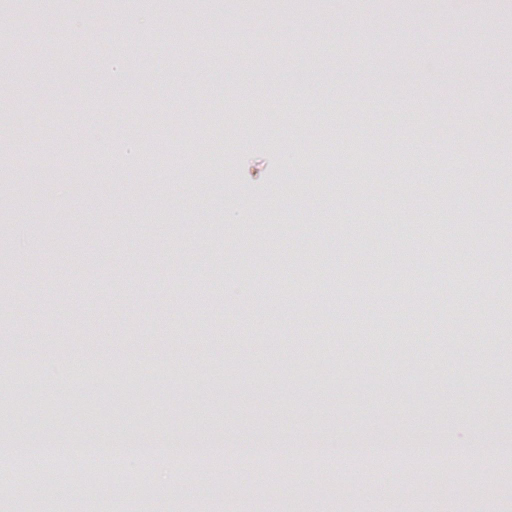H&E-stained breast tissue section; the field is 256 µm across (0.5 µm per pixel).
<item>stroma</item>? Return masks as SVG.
Returning <instances> with one entry per match:
<instances>
[{"instance_id": "obj_1", "label": "stroma", "mask_w": 512, "mask_h": 512, "mask_svg": "<svg viewBox=\"0 0 512 512\" xmlns=\"http://www.w3.org/2000/svg\"><path fill=\"white\" fill-rule=\"evenodd\" d=\"M299 30L302 52L262 55L258 45L280 17ZM210 41L222 55L202 51ZM512 5L507 0H0V244L10 247L1 285L0 349L32 363L45 355L175 359L195 375L157 387L146 381L114 392L110 413L92 384L14 374L0 393L19 403L0 428L1 442L44 431L55 446L112 447L170 440L207 448L255 443L283 449L275 496L261 497L269 476L241 477L239 512H512L498 450L512 445V397L503 375L512 362V311L499 287L512 280V251L500 247L511 229ZM476 76L480 96L449 111L457 78ZM381 128L393 147L387 163L360 171L336 164L298 167L311 147L336 156L365 132ZM105 128L111 169H37L16 151L75 150ZM223 135L224 166L200 176L197 146ZM465 155L444 167L437 149ZM168 157L165 167L150 163ZM298 192H286L287 184ZM322 199L314 222L299 213ZM448 198L444 213L432 202ZM465 218L470 243L449 277L425 234L435 219ZM397 279L417 278L423 300L367 294L365 273L381 250ZM326 256L323 285L310 279L301 254ZM223 275L219 292L195 305L183 292ZM466 288L478 321L432 315L449 289ZM325 324H315L311 311ZM403 319L426 344L380 348L371 327ZM479 328L483 349L455 340L457 381L448 383L429 358L438 327ZM323 344L320 360L289 356L296 333ZM483 368L473 383V364ZM224 368L222 391L205 385ZM488 461L482 495L447 473L395 464L363 472L338 493L316 495L323 476L295 477L291 449L357 442L373 448L388 428L402 448H453L458 424ZM165 464L143 474L141 488L100 485L109 512H199L222 474L165 476ZM31 512L43 500L94 504L86 487L61 477L31 480Z\"/></svg>"}]
</instances>
